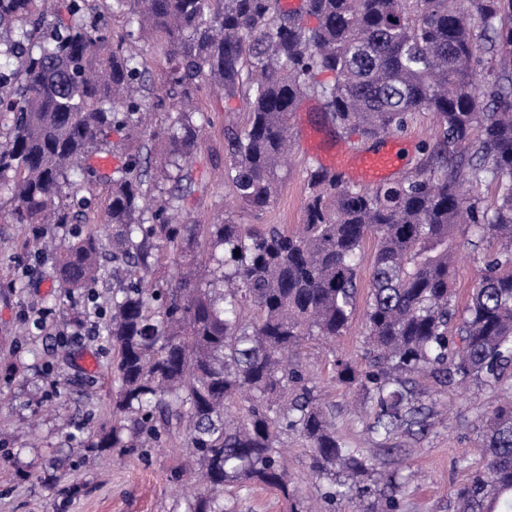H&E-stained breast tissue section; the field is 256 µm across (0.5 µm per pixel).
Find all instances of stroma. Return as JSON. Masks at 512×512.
Masks as SVG:
<instances>
[{
    "label": "stroma",
    "instance_id": "stroma-1",
    "mask_svg": "<svg viewBox=\"0 0 512 512\" xmlns=\"http://www.w3.org/2000/svg\"><path fill=\"white\" fill-rule=\"evenodd\" d=\"M138 47L153 89L144 103L158 135L142 145L128 129L113 130L107 147L92 159L99 178L85 183L84 194L91 207L81 225L96 229L107 243L112 240L106 221L110 181L120 177L128 155L140 156L138 171L150 200L178 192L174 182L155 177L166 155L163 130L176 105L166 95L167 43L161 34L152 32L143 36ZM194 101L209 121L191 156V192L180 203L185 222L202 225L226 219L288 228L300 224L307 173L319 166L318 155L302 137H295L291 163L279 173L275 202L260 211L241 208L233 200L234 188L225 167L228 137L246 126L249 113L240 101H225L217 93L199 92ZM291 125L296 130L317 128L326 143L341 150L365 147L358 138H346L336 129L314 98L293 113ZM404 135L412 149L410 167L428 166V149L435 142L430 114L415 113ZM33 237L31 227L10 223L7 212L0 211V512H184L194 484L183 436H173L158 448L121 449L116 464L106 468L96 465L84 450L101 423L112 419V395L118 386L115 354L100 332L110 320L112 290L126 275L124 262L108 261L107 274L95 287L97 303L88 302L83 291L60 299L51 293L54 260L31 247ZM370 277V265L362 264L358 311L345 335L329 350L311 344L301 360L316 375L317 398L336 410L337 435L364 449L376 463L374 472L362 477L363 486L382 487L387 475H405L409 481L396 493L398 512H454V490L483 466L476 446L479 427L499 395L474 386L449 388L429 397L443 411L433 417L428 433H402L385 442L373 438L367 430L372 413L354 409L360 392L332 380L330 366L337 356L359 365L366 362L362 312ZM37 315L46 319L45 330L33 327ZM79 319L94 328V336L58 346L57 336L70 333ZM88 357L93 367L85 366ZM279 446L288 454V475L300 512H306L321 502L327 484L313 478L307 443L299 433L282 436ZM54 475L61 477L66 493L48 490L45 480ZM224 509L288 512L282 496L248 482L225 488Z\"/></svg>",
    "mask_w": 512,
    "mask_h": 512
}]
</instances>
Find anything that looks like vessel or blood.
I'll return each instance as SVG.
<instances>
[{"mask_svg":"<svg viewBox=\"0 0 512 512\" xmlns=\"http://www.w3.org/2000/svg\"><path fill=\"white\" fill-rule=\"evenodd\" d=\"M406 151L405 143L389 137L382 150L359 151L348 157L331 151L323 161L330 171L371 187L401 168Z\"/></svg>","mask_w":512,"mask_h":512,"instance_id":"b4317fda","label":"vessel or blood"}]
</instances>
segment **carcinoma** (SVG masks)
I'll return each instance as SVG.
<instances>
[{"instance_id": "carcinoma-1", "label": "carcinoma", "mask_w": 512, "mask_h": 512, "mask_svg": "<svg viewBox=\"0 0 512 512\" xmlns=\"http://www.w3.org/2000/svg\"><path fill=\"white\" fill-rule=\"evenodd\" d=\"M45 0H0V191L14 224H72L90 205L70 164L97 177L90 157L117 126L149 137L139 98L151 91L133 44L146 31L170 47V95L219 88L244 97L247 126L229 137L227 176L238 201L262 210L279 192L292 112L322 100L343 133L376 140L430 112L440 130L433 161L397 181L364 188L322 167L307 176L303 222L208 224L210 277L197 271V224H171V204L148 206L136 160L112 183V258L129 281L112 291L106 338L117 352L112 425L87 444L143 448L184 429L201 487L185 512H224V487L252 482L291 502L275 451L290 431L308 443L324 498L360 495L372 459L336 436L296 356L330 342L356 311L358 275L369 260L364 313L367 361L333 360L336 380L363 392L368 430L387 439L425 433L422 397L450 386L504 392L481 430L484 466L454 491L456 512L512 503V0H57L68 20L43 31ZM126 16L112 35L111 17ZM205 113L176 112L165 132L171 170L189 163ZM499 187L492 208L462 190ZM482 247L463 315L455 296L459 231ZM374 250L365 255L368 237ZM158 240L176 250L174 287L149 290L140 276ZM58 255L59 291L88 290L101 277L98 232L75 228ZM242 398L245 419H226ZM384 493L367 512H395Z\"/></svg>"}]
</instances>
